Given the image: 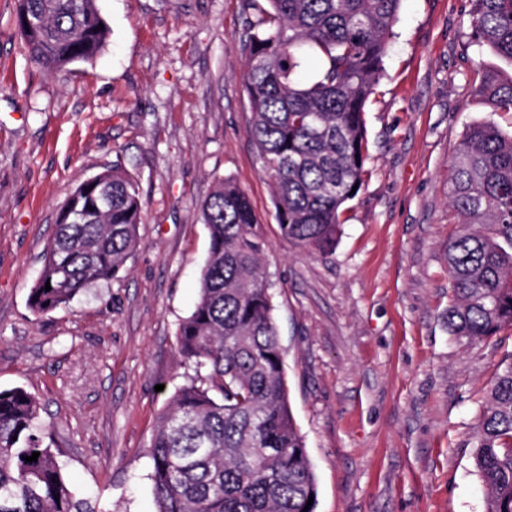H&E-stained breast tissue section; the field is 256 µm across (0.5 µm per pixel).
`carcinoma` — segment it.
<instances>
[{
	"mask_svg": "<svg viewBox=\"0 0 512 512\" xmlns=\"http://www.w3.org/2000/svg\"><path fill=\"white\" fill-rule=\"evenodd\" d=\"M242 50L250 135L272 183L281 234L324 257L343 207L362 185L365 112L383 72L401 0H246ZM474 43L512 61V0H473ZM96 0H19L30 59L65 68L93 60L108 28ZM479 92L512 112V81ZM461 227L447 248L454 302L448 333L488 339L512 325V137L472 124L451 163ZM136 179L116 167L81 182L60 209L29 306L40 317L116 276L138 244ZM209 250L198 297L177 330L195 379L159 414L148 455L155 512H315L318 495L288 397L264 258L247 193L229 178L202 209ZM51 290H45V285ZM38 398L0 389V512H97L52 452ZM39 453L37 461L25 456ZM486 512H512V358L498 367L474 433Z\"/></svg>",
	"mask_w": 512,
	"mask_h": 512,
	"instance_id": "obj_1",
	"label": "carcinoma"
}]
</instances>
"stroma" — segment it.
<instances>
[{
  "instance_id": "35a3bbf8",
  "label": "stroma",
  "mask_w": 512,
  "mask_h": 512,
  "mask_svg": "<svg viewBox=\"0 0 512 512\" xmlns=\"http://www.w3.org/2000/svg\"><path fill=\"white\" fill-rule=\"evenodd\" d=\"M96 5L105 47L52 69L23 48L18 0H0V389L38 398L54 451L101 512H154L149 441L195 377L176 333L208 253L202 206L230 178L269 243L316 512H485L471 437L512 326L468 345L448 333V171L473 123L512 133V114L476 92L512 64L472 42V0H402L366 112L363 183L324 258L282 236L248 135L244 0ZM115 164L139 184L138 247L117 277L36 316L59 207Z\"/></svg>"
}]
</instances>
